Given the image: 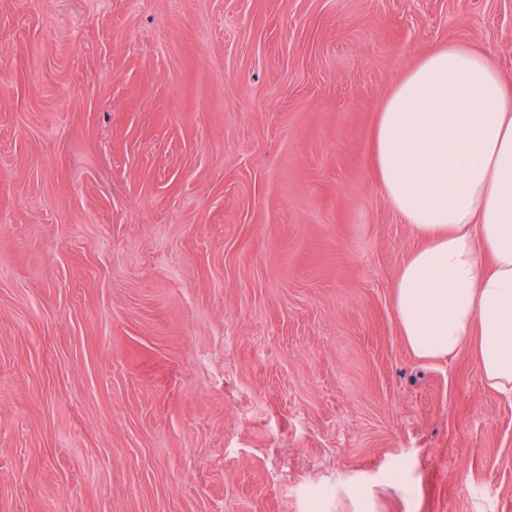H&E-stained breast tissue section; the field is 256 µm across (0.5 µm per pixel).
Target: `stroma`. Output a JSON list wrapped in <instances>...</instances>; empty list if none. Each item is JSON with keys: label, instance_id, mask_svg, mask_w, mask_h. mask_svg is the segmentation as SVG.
<instances>
[{"label": "stroma", "instance_id": "1", "mask_svg": "<svg viewBox=\"0 0 512 512\" xmlns=\"http://www.w3.org/2000/svg\"><path fill=\"white\" fill-rule=\"evenodd\" d=\"M451 41L512 84V0H0V512H512V398L407 346L369 157Z\"/></svg>", "mask_w": 512, "mask_h": 512}]
</instances>
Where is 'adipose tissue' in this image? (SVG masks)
<instances>
[{
	"label": "adipose tissue",
	"mask_w": 512,
	"mask_h": 512,
	"mask_svg": "<svg viewBox=\"0 0 512 512\" xmlns=\"http://www.w3.org/2000/svg\"><path fill=\"white\" fill-rule=\"evenodd\" d=\"M371 150L421 240L394 285L407 345L433 360L476 342L483 382L512 395V88L482 49L439 46L381 104Z\"/></svg>",
	"instance_id": "adipose-tissue-1"
}]
</instances>
